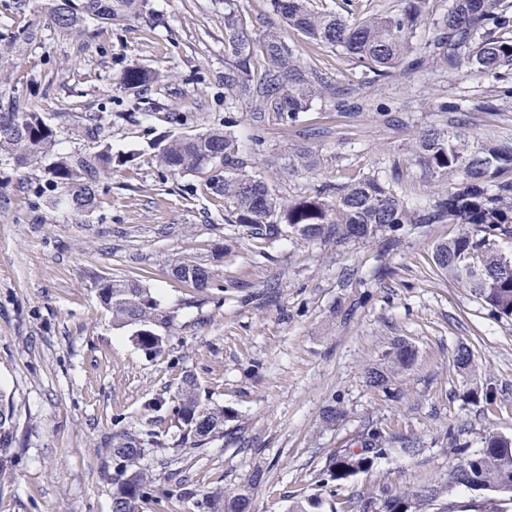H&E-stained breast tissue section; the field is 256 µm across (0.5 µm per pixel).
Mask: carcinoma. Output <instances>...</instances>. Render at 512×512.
<instances>
[{
    "mask_svg": "<svg viewBox=\"0 0 512 512\" xmlns=\"http://www.w3.org/2000/svg\"><path fill=\"white\" fill-rule=\"evenodd\" d=\"M314 0H271L273 12L289 28L310 41L339 49L350 61L387 76H407L423 70L441 56L471 71L504 77L512 70V0H451L448 10L434 16V0H408L399 13H381L351 21L336 11L319 9ZM146 0H43L47 26L78 40L92 37L90 25L110 23L119 15L142 16ZM435 19V36L421 53L411 44L413 31ZM40 37V26L0 33V41L22 51ZM160 72L131 67L122 74L124 86L140 90L152 86ZM317 70L307 66L281 27L253 36L251 23L238 0H224V93L229 104L242 101L253 119L265 121L271 113L282 122H295L313 100L324 99L338 109L361 108ZM55 133L46 121L41 101L15 90L0 88V154L25 164L48 152ZM234 136L220 130L183 134L158 144L160 167L172 175L203 174L210 193L230 204L234 223L250 233L272 237L287 224L305 238L324 233L327 224L349 237L366 238L396 224H459L461 232L435 245L433 261L448 279L467 289L497 316L512 319V257L502 252L499 239L512 237V179H500L512 170V146L496 139L477 144L461 133L430 126L416 132L411 152L428 171L447 182L446 188L424 209L409 206L405 195L380 177L361 178L327 198L288 199L279 195L260 175L245 170ZM134 157L112 155L106 146L94 156L75 154L57 159L49 170L46 191L52 204L84 213L98 204L97 187L115 168L133 167ZM175 274L194 287L208 286V268L181 263ZM101 303L112 314V324H141L137 334L146 352L158 354L163 340L145 329L167 322L160 303L137 279H112L98 286ZM414 350L404 342L394 344L384 365L369 370L376 385L409 367ZM177 422L184 440L200 448L210 438L224 435L229 414L219 406L201 402L190 375L178 388ZM14 410L0 402V447L13 438ZM391 440L377 430L360 452L347 451L333 458L330 477L346 480L369 470L373 458L388 451ZM146 438L128 435L112 449V512H138L153 474L137 465ZM448 484L476 492L460 502L443 503L437 512H512V438L488 433L482 447L461 458L448 470ZM440 492L424 486L412 496L387 499L389 512H418L416 502L435 501ZM207 512H248L249 488L233 495L215 490L204 496Z\"/></svg>",
    "mask_w": 512,
    "mask_h": 512,
    "instance_id": "cac0c4a2",
    "label": "carcinoma"
}]
</instances>
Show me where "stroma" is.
Here are the masks:
<instances>
[{"instance_id": "35a3bbf8", "label": "stroma", "mask_w": 512, "mask_h": 512, "mask_svg": "<svg viewBox=\"0 0 512 512\" xmlns=\"http://www.w3.org/2000/svg\"><path fill=\"white\" fill-rule=\"evenodd\" d=\"M302 57L347 88L355 68L336 49L293 34ZM17 91L36 92L56 132L50 151L20 165L0 156V398L14 409L11 447L0 450V512H112L111 452L127 434L156 433L138 464L155 477L140 512H202L172 496L251 489L252 512H349L351 501L381 505L425 485L444 490L462 452L491 431L512 437V320L494 315L433 263L434 246L456 224H402L368 238L326 233L305 239L281 225L271 239L230 221L201 175L162 173L153 144L171 134L233 133L248 172L283 196L315 195L366 176L396 181L411 205L442 185L409 153L413 135L437 125L473 140L512 145V99L478 104L495 80L440 60L427 72L377 78L360 91V112L313 101L297 122L252 120L224 99V0H148L142 17L96 25L88 42L52 28L20 56L0 57ZM133 66L168 70L135 93ZM460 111L443 112V101ZM103 119L100 140L82 131ZM136 157L134 170L103 180L88 213L51 209L40 187L61 156ZM307 148L299 174L288 161ZM208 267L211 284L188 287L182 262ZM140 279L173 318L160 354L144 351L136 326L113 325L97 289ZM415 350L407 370L383 386L367 373L392 344ZM467 348L478 382L471 403L456 367ZM192 374L203 402L227 409V437L182 445L177 385ZM343 414L327 426L323 412ZM416 439V456L387 453L334 481V455L360 447L369 431ZM264 481L249 486L254 471Z\"/></svg>"}]
</instances>
